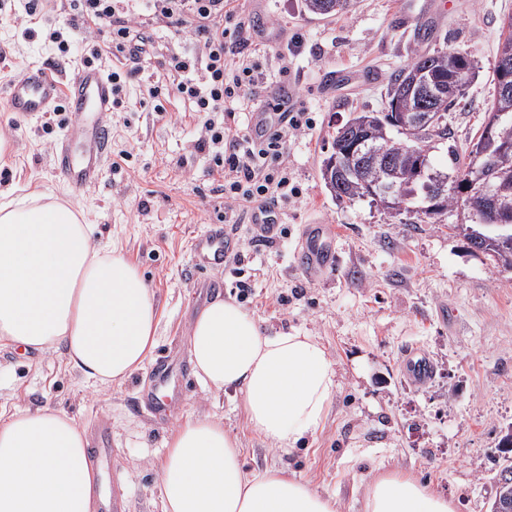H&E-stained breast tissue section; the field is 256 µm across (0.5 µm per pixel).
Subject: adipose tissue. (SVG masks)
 Returning <instances> with one entry per match:
<instances>
[{
	"label": "adipose tissue",
	"instance_id": "ef3b65f1",
	"mask_svg": "<svg viewBox=\"0 0 512 512\" xmlns=\"http://www.w3.org/2000/svg\"><path fill=\"white\" fill-rule=\"evenodd\" d=\"M84 212L46 192L0 200V341L50 352L93 383L137 372L155 343V294L122 252L99 249ZM189 350L211 391L240 392L249 428L288 453L317 434L337 386L321 342L268 335L215 297L194 318ZM163 512H338L334 499L282 469L246 470L220 420L179 426L161 465ZM97 473L77 424L51 407L0 422V512H94ZM365 512H456L454 499L390 472Z\"/></svg>",
	"mask_w": 512,
	"mask_h": 512
}]
</instances>
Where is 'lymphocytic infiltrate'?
Returning <instances> with one entry per match:
<instances>
[{
    "label": "lymphocytic infiltrate",
    "mask_w": 512,
    "mask_h": 512,
    "mask_svg": "<svg viewBox=\"0 0 512 512\" xmlns=\"http://www.w3.org/2000/svg\"><path fill=\"white\" fill-rule=\"evenodd\" d=\"M153 19L191 33L200 44L198 55H171L170 72L179 81L178 93L194 100L209 132L199 149H213L214 173L224 179V213L237 217L248 205L261 204L279 219L288 202V168L281 159L289 135L309 126L306 113L292 112L275 128L259 133L230 135L217 127L214 112L245 99L262 79L258 65L240 56L241 26L225 28L234 18L233 0H148ZM73 11V34L97 30L106 33L105 52L134 63H150L156 51L150 33L137 21L131 0H65Z\"/></svg>",
    "instance_id": "1"
}]
</instances>
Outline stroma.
<instances>
[{"mask_svg": "<svg viewBox=\"0 0 512 512\" xmlns=\"http://www.w3.org/2000/svg\"><path fill=\"white\" fill-rule=\"evenodd\" d=\"M406 0H356L345 13L319 19L302 0H236L245 30L241 51L264 80L246 106L215 114L227 131L245 129L247 108L267 105L274 87L292 84L298 111L313 125L286 144L288 175L299 195L284 211L273 240L251 224L229 226L246 259L241 270L206 273L190 267V242L224 222L221 180L210 173L211 153L199 150L202 122L193 103L177 93L165 69L169 55L191 56L194 37L153 30L159 64L125 63L120 105L112 114V156L100 180L73 195L53 166L63 126L42 119L16 121L0 103V133L15 150L0 165V188L32 189L88 212L95 242L120 249L137 265L158 303L156 346L125 383L103 387L82 379L63 352L25 351L0 342V415L43 406L66 413L95 435L107 424L112 448V495L118 512H163L160 464L165 443L181 424L213 416L239 437L248 470L285 468L336 499L340 512H364L368 484L380 470L397 471L452 496L458 512H490L499 470V442L512 426V272L470 251L455 227L466 212L441 220L388 215L369 201L347 203L326 189L320 168L331 135L354 112L387 105V77L417 49L467 52L476 77L460 106L448 112L447 140L430 151L437 168L449 150L465 154L483 131L494 93L493 68L502 21L512 0H451L428 41L415 25L400 23ZM72 14L51 0L47 17L0 21V92L20 64L49 62L62 75L83 66L101 33L84 34L61 54L49 34L69 32ZM364 80L336 91V72ZM160 96H153L154 87ZM335 233L338 260L312 272L294 256L308 228ZM251 286L241 297L238 281ZM238 301L267 334L298 330L317 336L337 372L324 425L292 455H280L249 429L234 391L209 392L196 377L189 351L195 315L215 296ZM418 349L433 374L418 387L405 374V353ZM168 359L185 389L172 412L154 416L138 400L158 360Z\"/></svg>", "mask_w": 512, "mask_h": 512, "instance_id": "1", "label": "stroma"}]
</instances>
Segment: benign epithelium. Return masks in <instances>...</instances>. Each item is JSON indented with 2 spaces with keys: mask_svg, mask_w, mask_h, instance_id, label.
I'll use <instances>...</instances> for the list:
<instances>
[{
  "mask_svg": "<svg viewBox=\"0 0 512 512\" xmlns=\"http://www.w3.org/2000/svg\"><path fill=\"white\" fill-rule=\"evenodd\" d=\"M445 116L441 112L421 105L416 111L397 117L396 124L411 144V149L418 150L422 145V135L443 124ZM347 138L352 140L351 149L342 154L334 155L323 166L329 174L356 175L361 165L378 160L374 147L370 142L368 120H354L349 124ZM507 149L493 139L491 132H486L481 143L474 150L475 159L484 163L473 164L464 177L465 190L460 193L461 208L468 210L473 223L459 224L457 230L464 238L475 243L481 249L492 254L499 260L502 269L512 270V224H492L482 216L493 209L499 195L509 186V177L495 171L490 160ZM458 180L438 173L429 174V181L423 189L430 196H441L448 193V188H456ZM492 512H512V459L506 458L500 469L496 484V495Z\"/></svg>",
  "mask_w": 512,
  "mask_h": 512,
  "instance_id": "1",
  "label": "benign epithelium"
}]
</instances>
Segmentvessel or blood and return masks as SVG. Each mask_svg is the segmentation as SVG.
<instances>
[{"mask_svg":"<svg viewBox=\"0 0 512 512\" xmlns=\"http://www.w3.org/2000/svg\"><path fill=\"white\" fill-rule=\"evenodd\" d=\"M65 101L72 117L68 134L61 140L53 165L73 193H81L97 182L111 153V131L108 118L112 111V83L102 69L85 66L74 70L68 80H61L52 64L29 63L8 84L4 103L10 114L19 119H32ZM238 250L237 239L222 227H212L195 236L190 245L194 269L207 271L228 265ZM296 261L310 268H327L336 261L334 236L322 228L311 229L295 252ZM404 369L415 384L425 383L432 365L427 357L410 354Z\"/></svg>","mask_w":512,"mask_h":512,"instance_id":"1","label":"vessel or blood"}]
</instances>
